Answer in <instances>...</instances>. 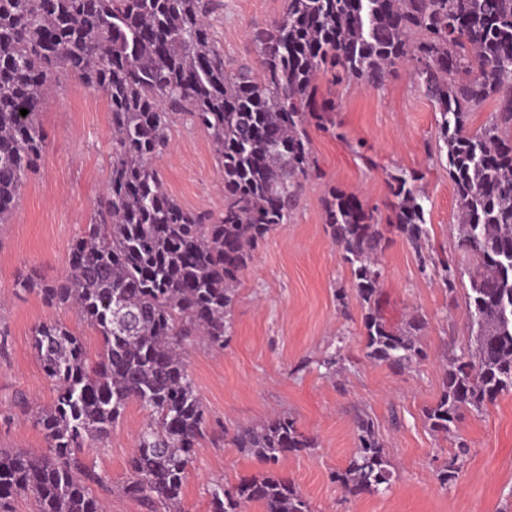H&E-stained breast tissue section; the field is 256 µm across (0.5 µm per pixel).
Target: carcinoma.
Here are the masks:
<instances>
[{
	"label": "carcinoma",
	"mask_w": 512,
	"mask_h": 512,
	"mask_svg": "<svg viewBox=\"0 0 512 512\" xmlns=\"http://www.w3.org/2000/svg\"><path fill=\"white\" fill-rule=\"evenodd\" d=\"M214 0H0V223L8 220L46 143L39 124L62 79L79 75L112 112L106 196L69 253L66 275H34L15 287L50 307L73 308L101 337L96 359L63 324L42 322L33 348L56 399L36 412L47 448H0V512L18 497L37 512H106L91 490L102 476L79 457L106 437L133 402L150 411L128 461L123 492L148 512H182L193 451L206 431L188 373L186 342L224 347L226 315L241 271L259 241L288 223L314 169L305 125L328 121L311 105L324 68L340 67L380 87L405 64L441 114L439 141L459 199L458 250L472 260L466 304L473 350L450 358L430 429L451 432L464 409L481 412L512 392V0H287L256 32L258 72L224 65L210 16ZM492 98L488 123L468 128L471 110ZM25 108L28 114L20 115ZM188 116L210 136L224 179V211L184 208L165 189L155 160L171 124ZM414 172L391 177L394 228L426 234ZM329 235L345 253L363 314L365 356L400 372L427 358L425 320L395 327L380 314V255L388 239L352 194L332 190ZM419 270L453 290L449 260L418 254ZM358 445L334 474L345 494L387 490L395 465L373 423L356 421ZM235 447L268 466L315 447L295 419L278 415L239 429ZM469 453L459 441L437 479L456 481ZM312 512L295 484L274 470L233 486L217 483L209 512Z\"/></svg>",
	"instance_id": "cac0c4a2"
}]
</instances>
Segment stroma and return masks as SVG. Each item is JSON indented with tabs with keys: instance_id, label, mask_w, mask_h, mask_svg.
Returning <instances> with one entry per match:
<instances>
[{
	"instance_id": "1",
	"label": "stroma",
	"mask_w": 512,
	"mask_h": 512,
	"mask_svg": "<svg viewBox=\"0 0 512 512\" xmlns=\"http://www.w3.org/2000/svg\"><path fill=\"white\" fill-rule=\"evenodd\" d=\"M215 3L210 21L225 60L259 68L252 36L282 15L285 0ZM315 98L336 110L329 129L307 126L316 168L303 181L289 222L266 237L242 271L223 348L196 342L189 349L187 369L206 410L208 434L188 468L182 508L208 512L212 483L231 485L264 472V463L230 438L239 428L285 414L316 441L279 465L314 512H512V393L483 412H464L450 438L433 433L422 413L440 393L445 357L470 347L468 281L450 292L417 267L421 248L443 257L457 254L458 201L438 148L441 115L403 70L378 88L343 73H322ZM39 121L47 147L14 212L0 224V448L35 453L44 451L46 440L18 399L46 407L55 391L32 348L34 327L62 322L80 333L92 356L101 338L74 311L47 306L37 293L13 284L30 273L46 281L65 275L71 245L105 193L111 153L108 100L78 76L64 78ZM169 139L156 162L167 192L189 210L222 212L224 192L208 133L180 119ZM403 169L419 176L428 236L416 245L389 233L378 308L395 326L410 314L422 315L430 359L399 372L365 356L363 311L350 266L326 230L324 203L331 189L352 193L374 208L379 224H388V184ZM336 352L342 367L332 374L322 361ZM361 413L388 448L395 477L386 492L347 498L333 474L347 467L357 448ZM145 418L139 404H130L110 435L81 453L104 478L92 491L108 512H146L122 490ZM457 436L469 454L458 479L443 487L436 471Z\"/></svg>"
}]
</instances>
